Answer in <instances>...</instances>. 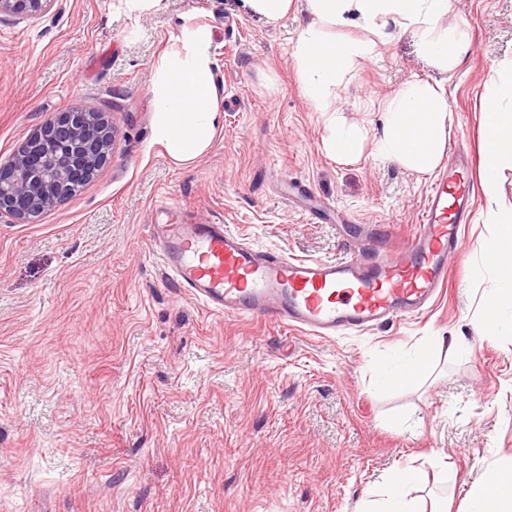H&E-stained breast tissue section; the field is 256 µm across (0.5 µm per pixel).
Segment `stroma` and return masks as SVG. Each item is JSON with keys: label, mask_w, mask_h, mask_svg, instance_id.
<instances>
[{"label": "stroma", "mask_w": 512, "mask_h": 512, "mask_svg": "<svg viewBox=\"0 0 512 512\" xmlns=\"http://www.w3.org/2000/svg\"><path fill=\"white\" fill-rule=\"evenodd\" d=\"M313 21L293 0L271 23L249 0H54L40 17L0 14V163L53 113L89 106L118 128L112 156L79 191L32 222L0 218V512H354L389 475L431 479L467 512L468 489L512 455V322L495 340L477 323L495 283L479 243L488 209H512V169L487 192L480 90L512 57V0H455L442 29L471 46L437 63L396 28L343 73L332 106L362 129V154L326 146V113L305 94L294 49ZM187 28L213 34L222 123L197 159L154 141L153 88ZM445 85L458 149L474 167L465 254L422 315L332 340L268 319L207 310L167 279L153 227L223 222L261 248L339 258L345 245L419 224L434 173L378 154L383 105L412 81ZM307 185L289 198L290 182ZM329 205L311 215L312 206ZM463 337L457 354L435 337ZM411 388L384 368L418 354Z\"/></svg>", "instance_id": "35a3bbf8"}]
</instances>
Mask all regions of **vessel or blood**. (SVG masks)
Segmentation results:
<instances>
[{
	"mask_svg": "<svg viewBox=\"0 0 512 512\" xmlns=\"http://www.w3.org/2000/svg\"><path fill=\"white\" fill-rule=\"evenodd\" d=\"M453 153L436 177L420 224L398 251L346 250L331 260L298 259L257 249L221 224H158L154 241L175 287L208 310L271 318L297 332L332 338L423 313L448 280L472 214Z\"/></svg>",
	"mask_w": 512,
	"mask_h": 512,
	"instance_id": "1",
	"label": "vessel or blood"
}]
</instances>
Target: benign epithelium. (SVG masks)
Wrapping results in <instances>:
<instances>
[{
	"label": "benign epithelium",
	"instance_id": "7a95c632",
	"mask_svg": "<svg viewBox=\"0 0 512 512\" xmlns=\"http://www.w3.org/2000/svg\"><path fill=\"white\" fill-rule=\"evenodd\" d=\"M54 0H0V14L39 17ZM107 113L71 108L48 119L0 165V214L20 223L75 193L103 165L116 145Z\"/></svg>",
	"mask_w": 512,
	"mask_h": 512
}]
</instances>
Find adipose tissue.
Here are the masks:
<instances>
[{"mask_svg":"<svg viewBox=\"0 0 512 512\" xmlns=\"http://www.w3.org/2000/svg\"><path fill=\"white\" fill-rule=\"evenodd\" d=\"M315 17L303 30L294 55L303 89L320 112L331 109L337 78L359 57L372 54L374 44L352 40L330 43L329 26H343L358 19L378 39L388 37L389 26L416 27L425 47L445 66L456 65L467 51L464 31L442 32L438 24L452 10L451 0H308ZM212 35L209 30H186L182 49L158 65L153 95L155 136L169 157L187 162L209 146L221 115L213 74ZM484 101L482 165L487 180H494L505 166H512V58L497 63L482 89ZM386 123L380 143L388 158L418 171L432 170L451 127L446 90L440 83L405 85L384 107ZM488 223L496 232L485 242L484 259L496 275L497 286L483 308L482 327L498 330L502 311L512 306V212H492ZM427 480L424 470L397 469L377 501H361L357 512H420L412 490ZM473 512H512V455L500 459L490 477L473 481Z\"/></svg>","mask_w":512,"mask_h":512,"instance_id":"adipose-tissue-1","label":"adipose tissue"}]
</instances>
